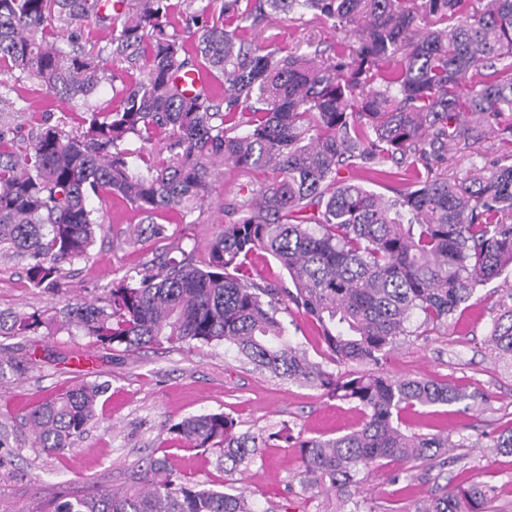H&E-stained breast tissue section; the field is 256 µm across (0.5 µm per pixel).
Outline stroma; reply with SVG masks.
<instances>
[{"mask_svg":"<svg viewBox=\"0 0 512 512\" xmlns=\"http://www.w3.org/2000/svg\"><path fill=\"white\" fill-rule=\"evenodd\" d=\"M282 49L328 51L336 32L310 18L270 15L260 23ZM24 96L11 113L14 126L29 129L35 118L66 117L67 107L36 80H24ZM255 181L225 167L191 223L166 222L162 236L132 244L138 215L113 201L98 231L89 259L65 266L60 288L45 292L29 282L24 265L0 256V310L53 314L68 303L91 302L123 276L136 274L164 256L190 251L204 262L205 247L220 225L235 221L232 207L250 197ZM512 275L478 287L450 324L423 325L413 317L410 335L399 337L383 363L393 377L422 376L464 392L480 391V401L465 400L402 415L406 432L451 434L458 442L456 460L444 466L426 462L377 466L359 486L363 512H416L422 500L446 484L484 482L496 489L495 512H512V456L474 442L512 427V364L486 342L498 310L502 288ZM283 320L293 343L310 360L345 375L349 365L329 354L316 324L301 310L289 308ZM0 356L32 358L24 377L0 384V422L9 430L8 447H0V512H35L43 498L78 489H117L133 472L155 458L167 459L182 479L215 489L236 483L244 488L254 512H339L334 494L314 495L301 483V460L294 438H332L358 428L364 414L357 404L323 390L281 380L243 362L224 343L169 344L136 350L110 348L92 338L48 323L36 334L0 337ZM83 381L107 384L94 425L72 451L47 455L29 447L22 417L48 397ZM232 417L237 432L268 435L266 447L247 470L227 473L215 451L187 447L171 424L203 413ZM290 432L291 441L273 439Z\"/></svg>","mask_w":512,"mask_h":512,"instance_id":"35a3bbf8","label":"stroma"}]
</instances>
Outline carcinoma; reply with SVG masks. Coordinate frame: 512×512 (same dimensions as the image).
<instances>
[{
    "label": "carcinoma",
    "instance_id": "obj_1",
    "mask_svg": "<svg viewBox=\"0 0 512 512\" xmlns=\"http://www.w3.org/2000/svg\"><path fill=\"white\" fill-rule=\"evenodd\" d=\"M195 0H0V250L27 261L36 288H58L63 266L85 260L119 198L139 216L133 242L159 236L169 215L186 219L219 182L222 165L254 177L243 216L208 243L207 260H162L125 276L97 303L58 312L59 324L102 345L132 350L167 342H224L258 369L358 403L355 430L298 443L308 490L354 505L361 475L383 460L432 461L461 448L447 434H407L408 408L478 394L382 370L388 348L424 325H446L479 286L512 270V0H224V19L203 21L188 47L169 32ZM332 22L343 37L318 64L292 51L252 46L247 21L263 9ZM107 32L81 44V23ZM119 59L118 71L108 62ZM201 76L190 95L177 74ZM35 79L68 105L77 131L47 119L27 135L3 113ZM112 98L93 105L98 89ZM137 143L139 147L129 148ZM460 155L445 177L430 161ZM353 167L363 178L345 179ZM386 178L387 197L366 186ZM263 250L291 287L257 283L250 257ZM303 309L339 363L338 376L294 346L280 314ZM41 314L0 311V336H28ZM512 360V287L489 331ZM30 359L0 357V382ZM105 386L82 383L24 415L30 447L70 451L96 419ZM187 446L217 448L233 472L264 438L239 434L224 413L170 427ZM480 448L512 455V427ZM486 483L442 488L417 512H494ZM36 512H253L235 488H200L155 459L122 490L74 491Z\"/></svg>",
    "mask_w": 512,
    "mask_h": 512
}]
</instances>
